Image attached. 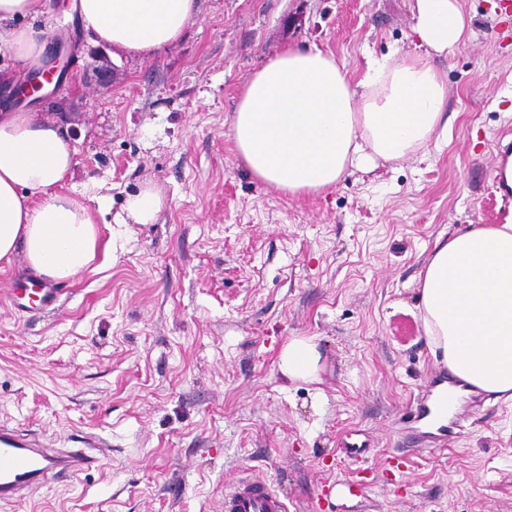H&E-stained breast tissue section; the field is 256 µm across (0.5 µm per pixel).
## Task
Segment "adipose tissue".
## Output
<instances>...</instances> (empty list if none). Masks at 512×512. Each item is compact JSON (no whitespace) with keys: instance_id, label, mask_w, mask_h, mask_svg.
<instances>
[{"instance_id":"obj_1","label":"adipose tissue","mask_w":512,"mask_h":512,"mask_svg":"<svg viewBox=\"0 0 512 512\" xmlns=\"http://www.w3.org/2000/svg\"><path fill=\"white\" fill-rule=\"evenodd\" d=\"M43 0H0V50L36 62L38 32L18 18L43 13ZM95 43L149 58L176 44L197 0H77ZM417 49L401 60H369L351 80L321 49L268 60L247 80L232 135L249 172L291 195L335 185L352 167L427 149L447 131V83L437 58L467 36L460 0H413ZM60 122L34 112L0 115V260L23 251L38 274L68 279L93 260L98 235L83 196L64 193L77 166ZM433 354L459 379L512 400V216L476 224L437 242L419 284ZM322 354L311 337L282 348L278 367L291 380L319 379Z\"/></svg>"}]
</instances>
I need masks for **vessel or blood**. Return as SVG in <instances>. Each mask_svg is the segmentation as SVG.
<instances>
[{"instance_id": "1", "label": "vessel or blood", "mask_w": 512, "mask_h": 512, "mask_svg": "<svg viewBox=\"0 0 512 512\" xmlns=\"http://www.w3.org/2000/svg\"><path fill=\"white\" fill-rule=\"evenodd\" d=\"M102 460L93 438H84L79 448H57L38 436L0 426V503H19L34 489L79 479L99 468ZM224 512H288V504L266 481L246 474L225 490Z\"/></svg>"}]
</instances>
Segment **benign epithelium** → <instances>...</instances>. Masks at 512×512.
I'll return each instance as SVG.
<instances>
[{
    "instance_id": "obj_1",
    "label": "benign epithelium",
    "mask_w": 512,
    "mask_h": 512,
    "mask_svg": "<svg viewBox=\"0 0 512 512\" xmlns=\"http://www.w3.org/2000/svg\"><path fill=\"white\" fill-rule=\"evenodd\" d=\"M70 70L69 43L63 38H55L53 50L46 57L41 69L25 74L9 89L0 92V101L28 102L34 104L47 97L60 93Z\"/></svg>"
}]
</instances>
